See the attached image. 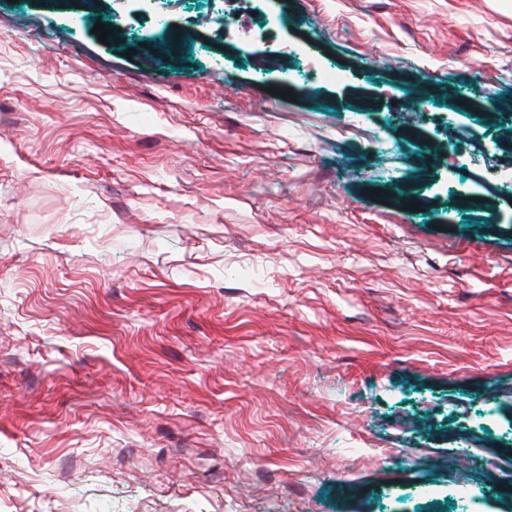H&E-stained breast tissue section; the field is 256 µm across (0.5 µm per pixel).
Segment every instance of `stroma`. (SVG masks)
Instances as JSON below:
<instances>
[{
	"mask_svg": "<svg viewBox=\"0 0 512 512\" xmlns=\"http://www.w3.org/2000/svg\"><path fill=\"white\" fill-rule=\"evenodd\" d=\"M224 2L0 0V512H512V5Z\"/></svg>",
	"mask_w": 512,
	"mask_h": 512,
	"instance_id": "35a3bbf8",
	"label": "stroma"
}]
</instances>
